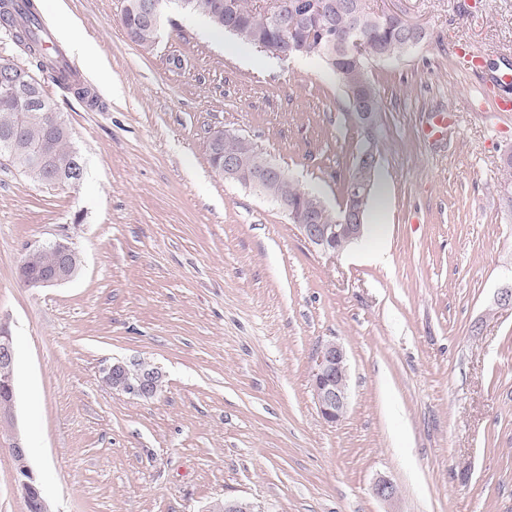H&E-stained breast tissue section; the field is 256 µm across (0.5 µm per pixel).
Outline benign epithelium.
Masks as SVG:
<instances>
[{"label":"benign epithelium","mask_w":512,"mask_h":512,"mask_svg":"<svg viewBox=\"0 0 512 512\" xmlns=\"http://www.w3.org/2000/svg\"><path fill=\"white\" fill-rule=\"evenodd\" d=\"M338 49L362 50L361 40L336 36L329 38L327 52L332 54ZM20 83L35 85L37 79L33 74L15 78L9 73L0 75V87L10 91ZM350 115L357 126L364 131L360 143L358 160L377 168L378 152V111L374 102L362 98L352 99ZM224 178L236 179L245 165V160L237 155H224ZM290 177L274 163H269L256 172L249 181L251 188L263 191L264 196L275 201L287 211L288 182ZM274 184L281 190L271 194L264 187ZM371 184L363 182L355 188V193L345 197L339 211L340 217L330 224L324 223L318 214L299 216L290 214L302 236L319 251L331 257L358 241L364 233V204L367 201ZM45 251L55 252L58 262L51 270H34L31 264ZM71 245L65 239L47 244L32 243L27 246L25 255L17 268L19 281L27 288L54 287L72 280L69 271L68 257ZM16 364L17 352L14 337L9 327L0 321V436L6 435L8 447L14 461V482L17 493L23 499L26 509L30 512H52L44 495L38 474L30 464V454L26 440L16 429ZM136 362L116 361L104 371L112 379V386L120 392L131 394L143 399H150L158 393V386L163 378L162 372L153 367L139 372L135 380H129L130 367ZM312 383L316 403L322 418L330 423L340 421L346 414L349 405L348 363L344 348L328 342L318 348L312 371ZM374 494L385 502L392 503L398 499L399 489L389 479L381 477L373 486ZM224 512H259L254 503L245 499H226L219 505Z\"/></svg>","instance_id":"1"}]
</instances>
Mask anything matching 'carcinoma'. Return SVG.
I'll return each instance as SVG.
<instances>
[{
    "instance_id": "carcinoma-1",
    "label": "carcinoma",
    "mask_w": 512,
    "mask_h": 512,
    "mask_svg": "<svg viewBox=\"0 0 512 512\" xmlns=\"http://www.w3.org/2000/svg\"><path fill=\"white\" fill-rule=\"evenodd\" d=\"M230 2L232 8L224 7ZM139 0H126L122 25L128 36L138 45L153 46L158 30L143 21L137 10ZM186 11L206 18L215 29L229 32L242 43L274 56L278 50L288 53L292 43L307 49L305 56L321 57L331 30L351 31L363 41L362 51L355 54L337 53L325 62L336 74L344 92H362L378 99L368 70V61L381 53L398 58L408 53L410 23L399 15H379L368 0H288V24L272 25L266 14L248 4V0H186ZM0 23L14 30L17 43L24 45L29 65L7 64L17 73L36 68L49 71L53 82L63 91L74 94L89 104L96 103L91 90L80 86L60 48H44L43 21L34 0H0ZM46 95L43 86L28 87L22 93L6 96L0 92V142L11 138L13 146L0 147V157L25 176L45 183V171L37 156L46 144H51L53 163L57 171L68 174L76 168L78 153L71 146V132L58 116L53 100H48L46 112H29L31 98ZM224 151L246 158L250 168L237 182L245 185L253 170L264 165L266 158L247 140L235 135L224 140ZM319 203L314 193L288 184V204L298 213H306Z\"/></svg>"
}]
</instances>
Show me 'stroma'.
Listing matches in <instances>:
<instances>
[{"label":"stroma","instance_id":"obj_1","mask_svg":"<svg viewBox=\"0 0 512 512\" xmlns=\"http://www.w3.org/2000/svg\"><path fill=\"white\" fill-rule=\"evenodd\" d=\"M369 0L428 40L369 64L381 105L378 177L391 183L387 265L330 257L287 213L210 165L218 130L249 139L338 208L362 134L325 63L281 61L170 12L143 48L125 0L40 11L96 105L43 78L81 153L78 187L30 181L0 159V319L17 347L18 427L54 512H205L241 497L261 512H512V115L471 112L512 71V0ZM97 44L84 61L71 37ZM488 50L465 75L455 37ZM456 110L437 138L433 113ZM69 237L70 282L22 286L30 243ZM348 356L338 423L311 382L325 342ZM144 360L150 399L102 367ZM389 478L398 500L372 487ZM137 363L138 361H132L131 363L123 361L113 362L104 367V371L112 379V384L107 376H104L103 379L108 385L113 386L120 392L143 399L153 398L158 393V386L163 378V374L157 367H151V369L139 372L135 380L130 381V367L136 366ZM162 383L163 380L161 387Z\"/></svg>","mask_w":512,"mask_h":512}]
</instances>
